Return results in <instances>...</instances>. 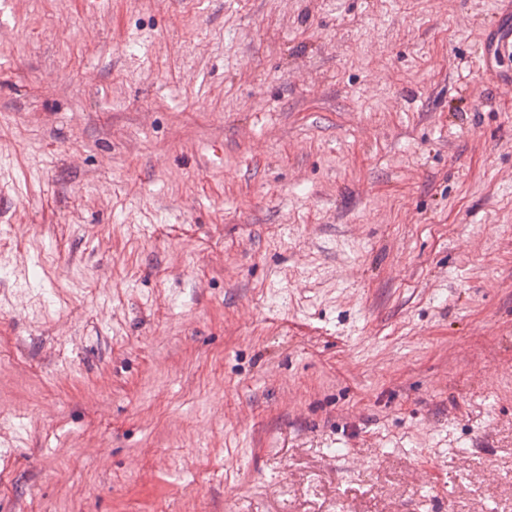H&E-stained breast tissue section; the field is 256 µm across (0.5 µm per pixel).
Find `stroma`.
<instances>
[{
  "label": "stroma",
  "instance_id": "stroma-1",
  "mask_svg": "<svg viewBox=\"0 0 512 512\" xmlns=\"http://www.w3.org/2000/svg\"><path fill=\"white\" fill-rule=\"evenodd\" d=\"M497 0H0V512H512Z\"/></svg>",
  "mask_w": 512,
  "mask_h": 512
}]
</instances>
